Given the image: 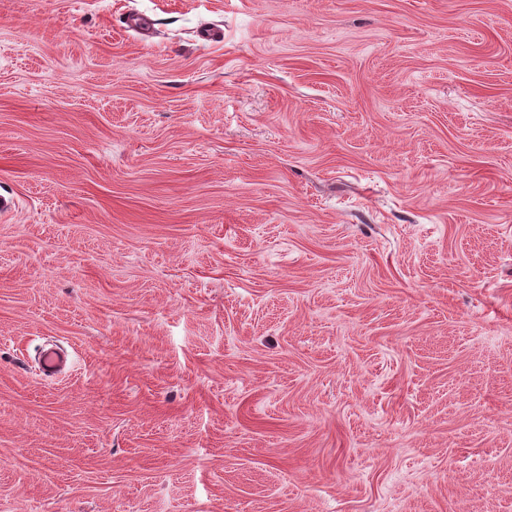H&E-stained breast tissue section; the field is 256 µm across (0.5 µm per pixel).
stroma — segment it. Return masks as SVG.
Masks as SVG:
<instances>
[{
	"label": "stroma",
	"mask_w": 512,
	"mask_h": 512,
	"mask_svg": "<svg viewBox=\"0 0 512 512\" xmlns=\"http://www.w3.org/2000/svg\"><path fill=\"white\" fill-rule=\"evenodd\" d=\"M1 194L0 512H512V0H0Z\"/></svg>",
	"instance_id": "35a3bbf8"
}]
</instances>
